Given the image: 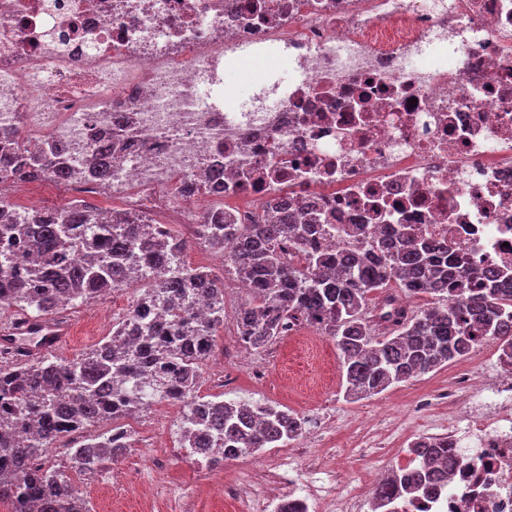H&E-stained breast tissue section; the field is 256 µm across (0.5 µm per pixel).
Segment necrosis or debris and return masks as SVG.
<instances>
[{"instance_id": "4bbe7bcc", "label": "necrosis or debris", "mask_w": 512, "mask_h": 512, "mask_svg": "<svg viewBox=\"0 0 512 512\" xmlns=\"http://www.w3.org/2000/svg\"><path fill=\"white\" fill-rule=\"evenodd\" d=\"M273 51L301 76L286 94L204 99ZM122 110L125 210L196 237L201 201L236 224L286 209L331 252L408 224L468 272L512 275V0H0V131L65 142L77 165ZM437 402L454 462L411 512H512V370H459ZM294 483L275 473L237 512H319Z\"/></svg>"}]
</instances>
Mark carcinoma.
I'll return each instance as SVG.
<instances>
[{"instance_id":"1","label":"carcinoma","mask_w":512,"mask_h":512,"mask_svg":"<svg viewBox=\"0 0 512 512\" xmlns=\"http://www.w3.org/2000/svg\"><path fill=\"white\" fill-rule=\"evenodd\" d=\"M112 137L98 138L84 160L102 187L112 184ZM69 147L31 140L15 131L0 147V174L22 181L80 183L82 169L69 165ZM204 243L224 253L255 299L237 314L245 346L260 349L289 327L309 325L336 341L345 369V397L357 401L389 386L459 361L481 340L498 344L512 359V287L498 271L467 276L457 270L448 245L428 244L403 225L397 242H377L378 255H333L318 244L314 225L296 224L283 208L277 224H255L245 235L224 216L206 209ZM235 245L224 251V241ZM291 243L302 263L287 266L280 245ZM20 249L27 263L14 266L8 253ZM186 243L173 230L159 233L140 214L77 203L58 210L19 211L0 200V309L16 307L19 321L38 334L65 306L90 304L132 283L141 293L112 334L75 362L50 354L35 359L0 345V501L11 512H90L57 469L33 463L64 436L128 417L142 401L125 393V382L144 373L154 378L149 395L180 401L183 417H201L202 427L181 428L187 448H215L236 460L275 448L302 432L297 416L266 404L243 405L199 395L200 365L211 354L224 324V280L184 260ZM409 296L427 293L433 306L409 312L389 294L391 284ZM202 296L209 313L193 314ZM385 323L378 336L374 322ZM135 328L139 344H128ZM131 435L112 433L75 442L68 456L83 472L96 471L107 455L116 460L131 447ZM415 465L397 470L373 494V512H399L448 475V438H421L411 445Z\"/></svg>"}]
</instances>
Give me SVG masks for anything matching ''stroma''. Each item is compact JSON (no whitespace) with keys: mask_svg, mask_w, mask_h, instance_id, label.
Masks as SVG:
<instances>
[{"mask_svg":"<svg viewBox=\"0 0 512 512\" xmlns=\"http://www.w3.org/2000/svg\"><path fill=\"white\" fill-rule=\"evenodd\" d=\"M291 71L287 59L276 54L244 65L242 71H230L224 83V103L234 106L249 95L254 84L274 75L288 77ZM34 188L51 209L74 202L98 208H117L123 203L124 188L120 185L96 196L80 194L72 184L52 180L36 182ZM137 294L133 286L111 292L93 304L64 310L62 316L70 320L72 329L57 358L73 362L94 349L110 335L113 324L127 313ZM248 301L240 282H233L224 296V324L218 328L214 349L201 368V394L220 393L228 400L266 403L300 415L327 414L329 420L321 434L306 438L304 448L294 457L298 479L319 490L332 491L324 512H356L352 503L357 499L362 502L357 512H370L369 475L410 464L409 441L447 424V410L422 416L416 406L447 387L456 364L391 385L372 398L349 401L344 396L342 358L328 337L317 356L285 336L266 348L247 350L244 361H225L224 352L234 342L235 307ZM312 379L317 380V387H309ZM133 429V448L119 460L104 461L95 474L81 472L53 453L47 455L46 462L64 472L88 500L91 512H228L225 490L240 486L259 491L266 484L265 469L277 467L285 454L281 448H266L213 470L180 455L175 423H161L146 414Z\"/></svg>","mask_w":512,"mask_h":512,"instance_id":"obj_1","label":"stroma"}]
</instances>
